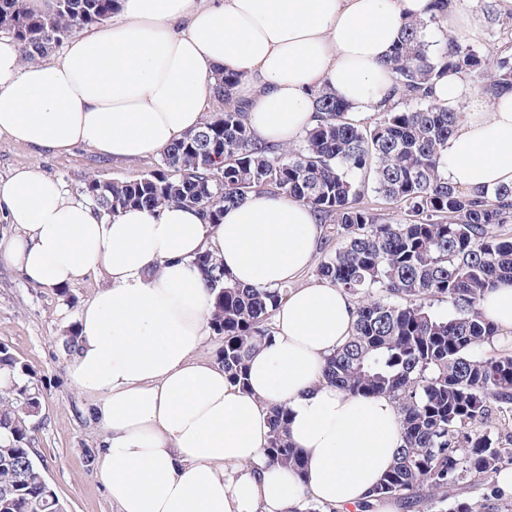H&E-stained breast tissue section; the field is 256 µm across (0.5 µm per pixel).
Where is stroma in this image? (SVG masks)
Segmentation results:
<instances>
[{
	"label": "stroma",
	"instance_id": "35a3bbf8",
	"mask_svg": "<svg viewBox=\"0 0 512 512\" xmlns=\"http://www.w3.org/2000/svg\"><path fill=\"white\" fill-rule=\"evenodd\" d=\"M157 160L154 154L112 160L84 148L55 155L0 136L1 181L16 168L35 165L74 195L82 193L87 176L132 181L154 169ZM100 285L99 279L91 277L65 288H45L0 264V344L36 373L42 411L32 444L65 512H116L93 468L103 432L85 416L91 397L77 393L67 378L69 354L64 347L81 306Z\"/></svg>",
	"mask_w": 512,
	"mask_h": 512
}]
</instances>
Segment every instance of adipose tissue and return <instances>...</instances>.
<instances>
[{"label":"adipose tissue","instance_id":"obj_1","mask_svg":"<svg viewBox=\"0 0 512 512\" xmlns=\"http://www.w3.org/2000/svg\"><path fill=\"white\" fill-rule=\"evenodd\" d=\"M430 0H120L117 21L72 37L50 62H24L0 36V136L55 154L83 146L130 160L196 129L222 72L257 140L297 142L326 87L368 122L397 98L384 65L404 22ZM434 97L457 119L443 172L464 190L512 184V91L493 100L449 72ZM0 263L26 281L105 284L80 309L67 364L104 432L96 474L118 512H292L302 500L355 512L393 465L399 414L385 397L329 383L327 358L356 320L350 297L315 280L322 229L310 207L270 190L220 223L169 204L95 211L38 167L0 181ZM209 253L250 287L290 284L248 387L201 357L212 295L193 265ZM285 405L302 471L267 465L269 408Z\"/></svg>","mask_w":512,"mask_h":512}]
</instances>
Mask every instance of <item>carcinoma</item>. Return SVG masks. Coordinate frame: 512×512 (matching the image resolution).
<instances>
[{
  "instance_id": "1",
  "label": "carcinoma",
  "mask_w": 512,
  "mask_h": 512,
  "mask_svg": "<svg viewBox=\"0 0 512 512\" xmlns=\"http://www.w3.org/2000/svg\"><path fill=\"white\" fill-rule=\"evenodd\" d=\"M119 0H0V32L26 62L41 59L72 32L103 24ZM456 0H432L431 15L411 18L385 61L394 93L414 101L407 111L384 108L369 125L348 121V106L322 89L314 94L317 123L302 139L279 147L255 140L242 106L233 101L240 78L217 77L224 110L159 154L134 181L86 177L83 192L99 210L156 209L176 203L217 224L224 207L260 189L278 190L309 205L326 241L316 276L356 304L352 335L326 362L325 376L364 396H384L400 416V451L374 500L403 509L442 504L456 483L473 496L448 512H512L491 478L512 465V341L478 308L501 282L512 283V185L465 191L442 174V155L455 113L432 95L450 69L468 72L490 98L512 88V57L482 53L450 34L431 45L423 32L448 19ZM374 194L395 215L365 201ZM214 296L209 328L224 344L216 361L234 385L247 389L252 353L272 337L271 319L286 289L231 282L208 253L193 262ZM454 314L430 311L434 299ZM489 347L490 353L480 349ZM0 512H64L35 461L29 426L42 409L33 372L0 346ZM284 407L269 410V465L302 471L288 442Z\"/></svg>"
}]
</instances>
